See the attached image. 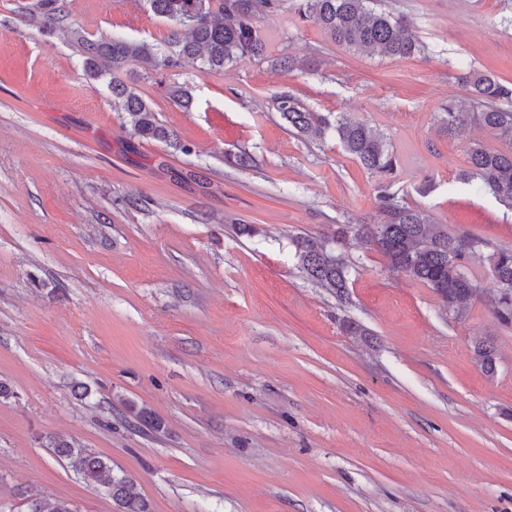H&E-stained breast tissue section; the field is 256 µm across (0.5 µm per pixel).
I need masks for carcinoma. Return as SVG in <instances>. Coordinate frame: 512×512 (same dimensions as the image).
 <instances>
[{
  "instance_id": "1",
  "label": "carcinoma",
  "mask_w": 512,
  "mask_h": 512,
  "mask_svg": "<svg viewBox=\"0 0 512 512\" xmlns=\"http://www.w3.org/2000/svg\"><path fill=\"white\" fill-rule=\"evenodd\" d=\"M286 0H148L151 10L171 23L167 49L157 53L144 42L117 37L91 40L79 28L64 24L59 0H38L42 17L41 32L61 35L80 48L87 74L99 79L119 72L130 62L145 69L163 70L192 58L210 70L241 57L261 58L266 41L255 25L261 15L285 11ZM300 19L316 24L335 43L351 48H368L390 57H411L424 52L418 40L406 33L407 20L373 7V0H299L295 7ZM471 106L483 127L512 140V84L494 75H473ZM115 107L126 112L132 134L145 140L168 141L169 131L158 123L150 105L127 84L109 82ZM273 107L301 137L328 133L336 136L342 148L377 177V200L381 221L360 224L357 235L369 248L381 253L388 265L426 284L440 298L448 312L476 295L478 288L464 272L465 262L481 257L485 243L467 233H450L435 224L422 209L406 204L391 191L387 177L396 164L383 134L366 123L345 114L312 112L298 97L282 92L273 98ZM454 102L443 108L440 128L460 135L459 113ZM467 184L490 191L512 209V152L503 153L475 142L469 147V168L461 173ZM351 226L339 224L321 240L302 239L297 243L298 271L302 276L348 300V274L336 255V245L344 244ZM494 292L490 297L492 314L504 325H512V248H498L487 257ZM475 361L488 376L496 372L494 347L487 341L474 346ZM54 453L70 464L84 480L103 489L118 512H151L149 502L124 474L114 472L109 463L74 447L64 440H52ZM27 512H76L67 501L50 508L34 496L27 497Z\"/></svg>"
}]
</instances>
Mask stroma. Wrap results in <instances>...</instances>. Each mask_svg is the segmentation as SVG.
Returning <instances> with one entry per match:
<instances>
[{"mask_svg": "<svg viewBox=\"0 0 512 512\" xmlns=\"http://www.w3.org/2000/svg\"><path fill=\"white\" fill-rule=\"evenodd\" d=\"M35 3L0 0V505L24 512L38 490L116 512L55 436L131 478L152 512H512V326L484 296L446 314L353 237L348 303L303 278L296 237L379 222L377 179L272 106L288 91L366 121L408 205L512 247V209L458 180L471 142L512 141L469 112L464 135L438 124L449 99L468 100V73L512 82V0H384L426 48L410 58L345 48L288 12L258 18L262 60L131 63L124 81L185 153L132 136L107 79L40 33ZM62 3L90 39L165 46L146 0ZM243 152L253 167L229 165Z\"/></svg>", "mask_w": 512, "mask_h": 512, "instance_id": "35a3bbf8", "label": "stroma"}]
</instances>
